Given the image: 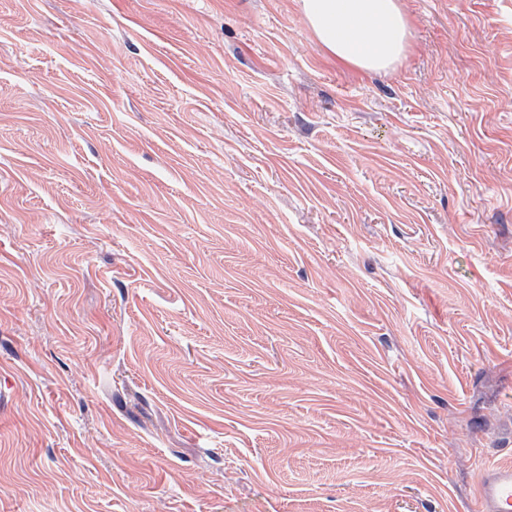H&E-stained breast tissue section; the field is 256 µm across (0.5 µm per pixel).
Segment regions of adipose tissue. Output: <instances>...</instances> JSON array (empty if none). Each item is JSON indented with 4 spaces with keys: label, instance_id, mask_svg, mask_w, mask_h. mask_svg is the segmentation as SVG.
Masks as SVG:
<instances>
[{
    "label": "adipose tissue",
    "instance_id": "obj_1",
    "mask_svg": "<svg viewBox=\"0 0 512 512\" xmlns=\"http://www.w3.org/2000/svg\"><path fill=\"white\" fill-rule=\"evenodd\" d=\"M305 23L331 57L365 73L393 69L412 30L401 0H298Z\"/></svg>",
    "mask_w": 512,
    "mask_h": 512
}]
</instances>
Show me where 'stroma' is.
<instances>
[{
	"label": "stroma",
	"mask_w": 512,
	"mask_h": 512,
	"mask_svg": "<svg viewBox=\"0 0 512 512\" xmlns=\"http://www.w3.org/2000/svg\"><path fill=\"white\" fill-rule=\"evenodd\" d=\"M0 0V512H474L512 455V0ZM305 23L331 57L365 73L393 69L412 30L400 0H298Z\"/></svg>",
	"instance_id": "35a3bbf8"
}]
</instances>
